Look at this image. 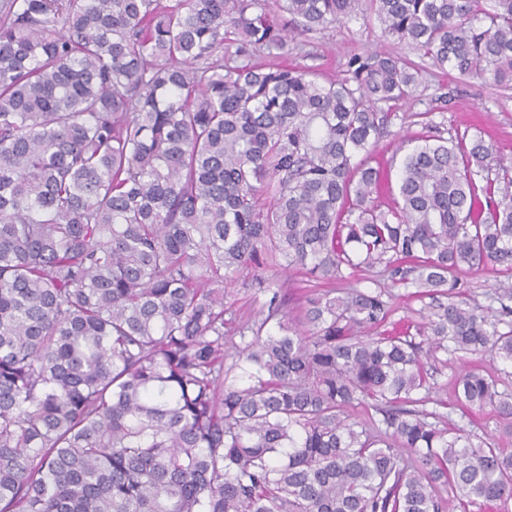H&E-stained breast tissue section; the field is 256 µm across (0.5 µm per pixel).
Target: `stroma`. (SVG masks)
Returning <instances> with one entry per match:
<instances>
[{"instance_id":"stroma-1","label":"stroma","mask_w":512,"mask_h":512,"mask_svg":"<svg viewBox=\"0 0 512 512\" xmlns=\"http://www.w3.org/2000/svg\"><path fill=\"white\" fill-rule=\"evenodd\" d=\"M374 52H387L419 63L420 83L413 97L399 102L396 117L388 126V134L377 147V159L391 169H398L404 155L411 149L412 139L422 132L421 113H428L433 122L432 133L450 138L461 133L482 136L493 144L504 158H512V90L431 66L407 43L386 37L377 21L352 19L305 35L288 43L284 55L259 53L255 57L264 66L295 65L317 70L326 79L349 77V62ZM498 274L473 270L460 277V299L470 305L499 313L501 305L494 297ZM444 353L426 357L425 366L435 388L426 408L441 411L455 425L465 427L478 437H492L501 447L512 448V431L492 408L467 411L456 398L455 377L459 370L475 367L485 374H496L501 364L490 354L457 353L454 366H444Z\"/></svg>"}]
</instances>
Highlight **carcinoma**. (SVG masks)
I'll return each mask as SVG.
<instances>
[{
    "instance_id": "carcinoma-1",
    "label": "carcinoma",
    "mask_w": 512,
    "mask_h": 512,
    "mask_svg": "<svg viewBox=\"0 0 512 512\" xmlns=\"http://www.w3.org/2000/svg\"><path fill=\"white\" fill-rule=\"evenodd\" d=\"M275 4L0 0V512H443L435 483L512 500V448L422 409L426 351L512 367V321L454 293L483 264L512 300V162L422 135L374 203L419 66L265 70L257 52L360 13ZM369 9L441 70L512 88V0ZM378 265L432 299L423 341L381 331L380 288L327 289L290 324L278 270ZM239 281L266 296L243 324ZM497 385L469 370L457 400L511 421Z\"/></svg>"
}]
</instances>
